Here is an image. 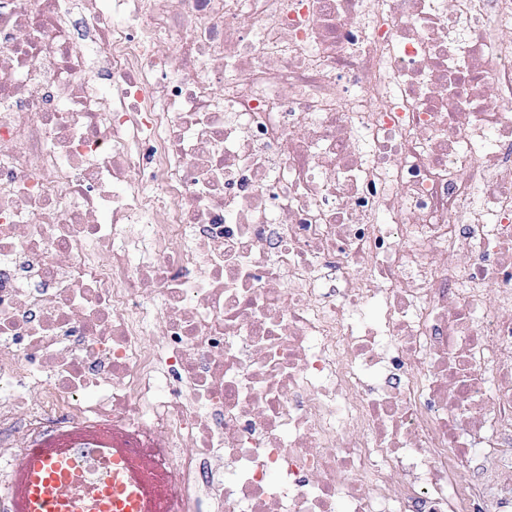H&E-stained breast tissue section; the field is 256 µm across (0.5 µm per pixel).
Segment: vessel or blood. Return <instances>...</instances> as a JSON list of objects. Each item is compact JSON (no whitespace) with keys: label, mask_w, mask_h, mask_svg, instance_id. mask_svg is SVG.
Instances as JSON below:
<instances>
[{"label":"vessel or blood","mask_w":512,"mask_h":512,"mask_svg":"<svg viewBox=\"0 0 512 512\" xmlns=\"http://www.w3.org/2000/svg\"><path fill=\"white\" fill-rule=\"evenodd\" d=\"M9 512H168L165 475L135 442L113 434L95 448L49 436L12 466Z\"/></svg>","instance_id":"1"}]
</instances>
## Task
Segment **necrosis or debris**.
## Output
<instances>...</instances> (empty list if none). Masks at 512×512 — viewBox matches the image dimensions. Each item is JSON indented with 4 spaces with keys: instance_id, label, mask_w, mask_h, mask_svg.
<instances>
[{
    "instance_id": "necrosis-or-debris-1",
    "label": "necrosis or debris",
    "mask_w": 512,
    "mask_h": 512,
    "mask_svg": "<svg viewBox=\"0 0 512 512\" xmlns=\"http://www.w3.org/2000/svg\"><path fill=\"white\" fill-rule=\"evenodd\" d=\"M170 512H512V0H0V459ZM51 435L13 462L10 512H168L165 475L114 429L97 448ZM87 450H86V449Z\"/></svg>"
}]
</instances>
